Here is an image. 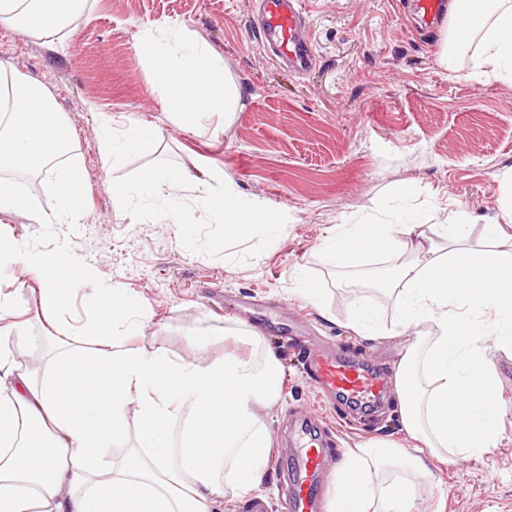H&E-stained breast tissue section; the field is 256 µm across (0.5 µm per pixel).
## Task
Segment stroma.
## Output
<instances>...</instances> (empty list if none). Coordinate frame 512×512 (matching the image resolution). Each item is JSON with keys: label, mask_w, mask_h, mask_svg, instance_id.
Instances as JSON below:
<instances>
[{"label": "stroma", "mask_w": 512, "mask_h": 512, "mask_svg": "<svg viewBox=\"0 0 512 512\" xmlns=\"http://www.w3.org/2000/svg\"><path fill=\"white\" fill-rule=\"evenodd\" d=\"M88 2L62 45L0 25V60L45 85L71 129L86 214L39 224L3 211L0 228L26 248L83 258L101 280L141 300L154 345L188 355L192 327L259 332L285 368L282 397L264 410L272 446L261 496L268 512H289L293 450L285 432L295 414L318 422L334 453L376 438L407 439L394 387L407 336L370 340L347 327L355 298L391 322L390 303L372 286L391 263L374 256L357 273L334 269L321 254L324 237L339 224L396 222L405 207L425 224L453 212L478 228L501 220L500 203L512 194V80L478 75L467 60L449 75L437 60L441 28L425 24L412 0H308L303 34L317 63L304 75L266 55L253 0ZM167 23L221 55L241 94L230 120L213 118L196 131L171 120L141 51L146 30ZM104 115L116 131L132 121L156 125L163 140L104 169ZM196 166L219 167L237 193L263 202L257 221L275 227L264 246L226 239L192 192L174 224L162 218L167 200L138 191L146 171ZM117 184L128 188L125 198L114 197ZM405 186L412 196L403 205L396 193ZM182 224L194 226L196 245L183 242ZM225 252L235 261L224 263ZM301 272L323 279L335 322L293 294ZM21 300L36 338L27 350L32 361L41 356L39 337L68 335L94 314L80 290L53 317L37 310L34 296ZM322 346L375 368L386 386L376 409L355 410L306 377L303 353ZM495 367L504 438L489 456L438 466L446 512H512V352L497 353ZM334 453L321 478L328 494Z\"/></svg>", "instance_id": "obj_1"}]
</instances>
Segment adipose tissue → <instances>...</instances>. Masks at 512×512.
Returning <instances> with one entry per match:
<instances>
[{
	"instance_id": "obj_1",
	"label": "adipose tissue",
	"mask_w": 512,
	"mask_h": 512,
	"mask_svg": "<svg viewBox=\"0 0 512 512\" xmlns=\"http://www.w3.org/2000/svg\"><path fill=\"white\" fill-rule=\"evenodd\" d=\"M87 0H0V23L41 38L60 32ZM476 20L459 33L450 0L438 62L456 73L461 58L485 75L512 78V0H471ZM153 84L180 127L240 108L236 83L220 55L186 29L148 37ZM153 125L133 122L106 138L103 165L159 142ZM69 127L49 89L12 74L0 61V211L41 224L82 217L83 171L71 155ZM54 166L56 209L39 210L23 177ZM196 202L225 234L268 237L256 223L259 201L236 193L209 170ZM502 224H340L323 241L331 265L362 270L370 256L393 262L382 292L391 324L374 308L350 304L361 336L414 333L395 371L401 426L410 444L376 439L345 449L327 512H420L436 466L493 452L502 438L494 358L512 348V197ZM67 281H60L59 272ZM0 512H214L225 491L259 494L269 431L262 411L281 397L283 367L256 333L250 353L211 355L217 336L197 329L195 353L181 356L145 341L146 310L124 289L103 283L82 258L59 249L32 252L0 230ZM88 290L94 319L69 336H47L39 364L24 352L29 310L63 308L69 286ZM139 417L129 434L128 408ZM124 454L110 458L113 446Z\"/></svg>"
}]
</instances>
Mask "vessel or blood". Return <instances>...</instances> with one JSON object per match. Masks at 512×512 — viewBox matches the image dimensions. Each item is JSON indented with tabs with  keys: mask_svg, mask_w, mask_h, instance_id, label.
Here are the masks:
<instances>
[{
	"mask_svg": "<svg viewBox=\"0 0 512 512\" xmlns=\"http://www.w3.org/2000/svg\"><path fill=\"white\" fill-rule=\"evenodd\" d=\"M260 38L271 59L297 73H307L314 59L311 47L298 39L305 17V0H259ZM311 379L321 388L359 404L374 403L384 392L380 379L359 362L333 354H316L309 360ZM293 479V512H318L320 488L314 477L326 460V450L301 432Z\"/></svg>",
	"mask_w": 512,
	"mask_h": 512,
	"instance_id": "1",
	"label": "vessel or blood"
}]
</instances>
